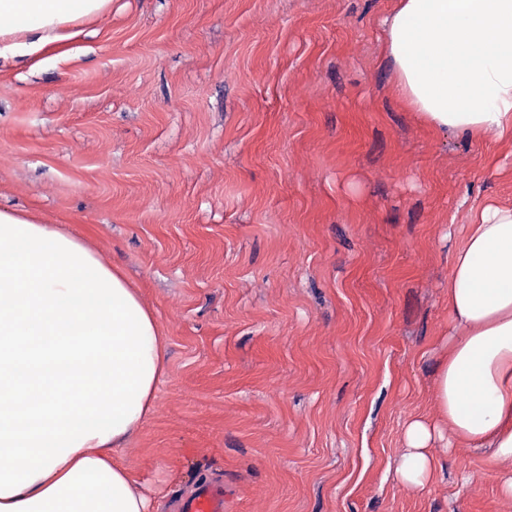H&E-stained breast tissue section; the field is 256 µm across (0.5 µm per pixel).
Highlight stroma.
<instances>
[{
  "label": "stroma",
  "instance_id": "1",
  "mask_svg": "<svg viewBox=\"0 0 512 512\" xmlns=\"http://www.w3.org/2000/svg\"><path fill=\"white\" fill-rule=\"evenodd\" d=\"M390 6L112 0L67 54L0 62V206L84 236L165 335L115 451L152 512L206 478L226 512H512L486 453L394 472L466 209L512 205V150L399 108Z\"/></svg>",
  "mask_w": 512,
  "mask_h": 512
}]
</instances>
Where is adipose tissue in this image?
<instances>
[{
    "instance_id": "1",
    "label": "adipose tissue",
    "mask_w": 512,
    "mask_h": 512,
    "mask_svg": "<svg viewBox=\"0 0 512 512\" xmlns=\"http://www.w3.org/2000/svg\"><path fill=\"white\" fill-rule=\"evenodd\" d=\"M111 0H0V57L62 49ZM393 96L437 133L512 145V0H394L380 21ZM448 276L433 419L395 473L422 488L434 442L488 454L512 501V206L466 214ZM166 342L84 238L0 210V512H148L113 457L153 411Z\"/></svg>"
}]
</instances>
